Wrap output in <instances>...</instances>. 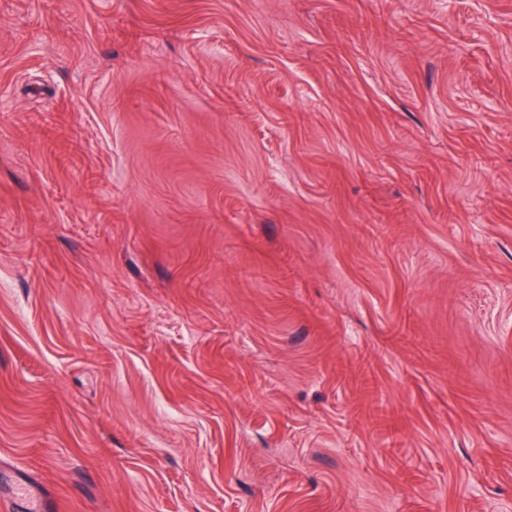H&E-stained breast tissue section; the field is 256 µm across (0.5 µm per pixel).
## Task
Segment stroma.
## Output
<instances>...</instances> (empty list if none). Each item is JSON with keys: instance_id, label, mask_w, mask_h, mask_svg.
Wrapping results in <instances>:
<instances>
[{"instance_id": "stroma-1", "label": "stroma", "mask_w": 512, "mask_h": 512, "mask_svg": "<svg viewBox=\"0 0 512 512\" xmlns=\"http://www.w3.org/2000/svg\"><path fill=\"white\" fill-rule=\"evenodd\" d=\"M2 461L512 512V0H0Z\"/></svg>"}]
</instances>
